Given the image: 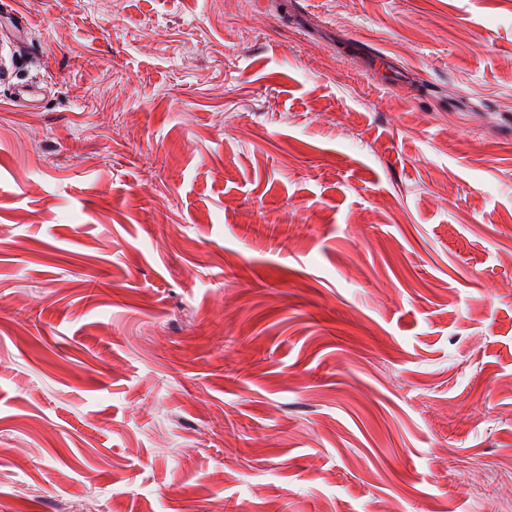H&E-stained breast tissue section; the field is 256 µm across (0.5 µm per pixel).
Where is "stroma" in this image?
I'll use <instances>...</instances> for the list:
<instances>
[{
	"label": "stroma",
	"mask_w": 512,
	"mask_h": 512,
	"mask_svg": "<svg viewBox=\"0 0 512 512\" xmlns=\"http://www.w3.org/2000/svg\"><path fill=\"white\" fill-rule=\"evenodd\" d=\"M0 512H512V0H0Z\"/></svg>",
	"instance_id": "stroma-1"
}]
</instances>
